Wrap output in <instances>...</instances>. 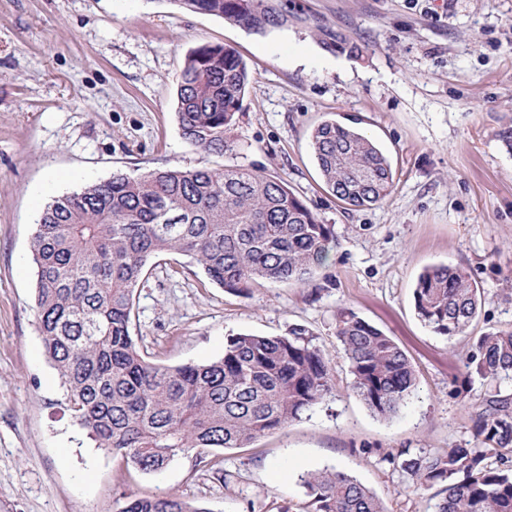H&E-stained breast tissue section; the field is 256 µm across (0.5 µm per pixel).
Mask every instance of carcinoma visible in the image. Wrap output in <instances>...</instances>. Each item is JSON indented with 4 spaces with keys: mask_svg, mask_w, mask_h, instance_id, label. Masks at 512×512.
<instances>
[{
    "mask_svg": "<svg viewBox=\"0 0 512 512\" xmlns=\"http://www.w3.org/2000/svg\"><path fill=\"white\" fill-rule=\"evenodd\" d=\"M261 32L288 23L280 0H171ZM304 22L333 49L341 35L320 19ZM248 82L231 48L203 44L185 56L177 90L182 135L222 152ZM310 146L325 186L354 207L383 201L393 183L389 158L368 136L321 122ZM336 246L287 185L241 167L150 169L84 184L44 208L31 241L35 309L45 353L61 377L76 422L95 447L136 469L162 470L174 458L244 448L287 427L333 390L332 368L313 334L296 325L283 336L236 334L222 357L161 367L130 332L136 288L148 264L190 257L226 292L246 294L260 280L312 281ZM418 317L452 338L467 331L485 303L462 270L426 268L413 291ZM352 389L368 409L391 418L416 388L414 369L389 336L354 312L336 317ZM468 374L512 376V328L479 336ZM474 444L435 453L398 452L418 489H437L436 512H512V394H485L473 418ZM308 512H386L357 479L334 470L301 476ZM120 512H210L177 495L134 497Z\"/></svg>",
    "mask_w": 512,
    "mask_h": 512,
    "instance_id": "carcinoma-1",
    "label": "carcinoma"
}]
</instances>
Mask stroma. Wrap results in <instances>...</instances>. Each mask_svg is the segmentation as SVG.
I'll return each mask as SVG.
<instances>
[{
    "label": "stroma",
    "instance_id": "35a3bbf8",
    "mask_svg": "<svg viewBox=\"0 0 512 512\" xmlns=\"http://www.w3.org/2000/svg\"><path fill=\"white\" fill-rule=\"evenodd\" d=\"M288 22L252 32L171 0H0V512H118L129 496L179 494L208 512H305L301 475L344 472L388 512H435L432 491L390 461L472 440L485 392L454 391L477 337L512 326V0H288ZM317 17L343 41L328 50ZM232 47L249 84L224 154L183 138L180 71L201 44ZM333 119L374 139L393 187L370 208L324 185L310 134ZM241 166L285 181L337 246L310 285L210 284L184 256L150 268L130 331L160 366L221 357L228 336L303 325L333 369L332 393L247 448L175 458L144 473L95 448L66 407L35 311L30 245L45 205L83 184L149 169ZM463 269L485 291L462 335L418 318L424 267ZM349 309L390 336L417 389L383 419L354 394L336 338ZM224 469L227 480L212 477Z\"/></svg>",
    "mask_w": 512,
    "mask_h": 512
}]
</instances>
